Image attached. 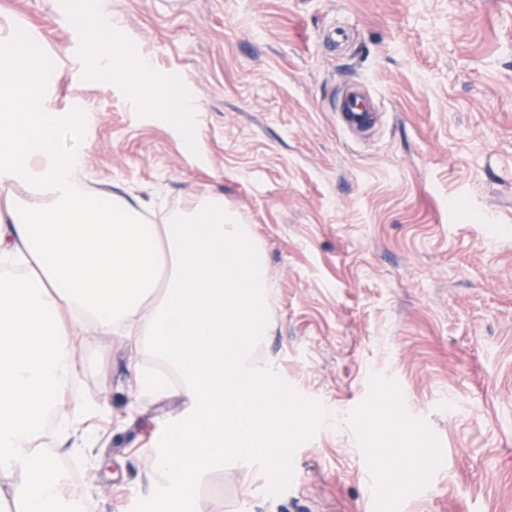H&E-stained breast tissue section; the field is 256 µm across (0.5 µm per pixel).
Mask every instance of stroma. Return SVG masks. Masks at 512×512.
<instances>
[{
	"label": "stroma",
	"mask_w": 512,
	"mask_h": 512,
	"mask_svg": "<svg viewBox=\"0 0 512 512\" xmlns=\"http://www.w3.org/2000/svg\"><path fill=\"white\" fill-rule=\"evenodd\" d=\"M349 36L344 48L334 30ZM0 31L56 71L54 111L82 109L56 150L92 189L149 203L152 223L223 197L261 247L270 289L262 357L345 416L368 376L395 379L443 448L401 512H512V0H0ZM146 56L162 111L93 77L96 54ZM364 87L380 114L345 132L336 101ZM76 390L92 438L45 448L84 472L91 512H152L155 454L180 397L132 408L129 347L78 324ZM275 498L251 464L214 471L192 512H362L371 475L348 425L294 455Z\"/></svg>",
	"instance_id": "stroma-1"
}]
</instances>
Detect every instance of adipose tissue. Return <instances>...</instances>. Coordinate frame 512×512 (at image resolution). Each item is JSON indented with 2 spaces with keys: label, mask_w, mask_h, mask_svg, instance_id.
Here are the masks:
<instances>
[{
  "label": "adipose tissue",
  "mask_w": 512,
  "mask_h": 512,
  "mask_svg": "<svg viewBox=\"0 0 512 512\" xmlns=\"http://www.w3.org/2000/svg\"><path fill=\"white\" fill-rule=\"evenodd\" d=\"M51 69L26 42L0 51V184L36 182L42 203L0 207V500L19 512H71L65 476L35 444L47 421L62 437L98 408L74 391L78 322L150 348L179 376L131 363L136 399L178 392L185 408L155 456L154 512H187L225 462L271 460L295 431L288 395L254 350L268 332L258 244L222 199L189 201L164 223L117 192L92 193L81 154H59L61 113L48 109Z\"/></svg>",
  "instance_id": "obj_1"
}]
</instances>
